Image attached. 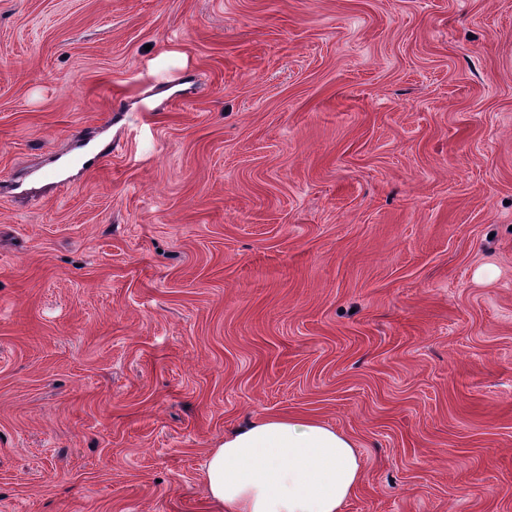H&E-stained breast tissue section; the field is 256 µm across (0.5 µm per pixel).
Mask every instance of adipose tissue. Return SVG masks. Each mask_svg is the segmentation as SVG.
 I'll use <instances>...</instances> for the list:
<instances>
[{"label": "adipose tissue", "instance_id": "obj_1", "mask_svg": "<svg viewBox=\"0 0 512 512\" xmlns=\"http://www.w3.org/2000/svg\"><path fill=\"white\" fill-rule=\"evenodd\" d=\"M204 476L224 512H341L362 469L351 441L323 423L266 415L211 449Z\"/></svg>", "mask_w": 512, "mask_h": 512}]
</instances>
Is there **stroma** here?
<instances>
[{"label": "stroma", "mask_w": 512, "mask_h": 512, "mask_svg": "<svg viewBox=\"0 0 512 512\" xmlns=\"http://www.w3.org/2000/svg\"><path fill=\"white\" fill-rule=\"evenodd\" d=\"M268 414L512 512V0H0V512H217Z\"/></svg>", "instance_id": "35a3bbf8"}]
</instances>
